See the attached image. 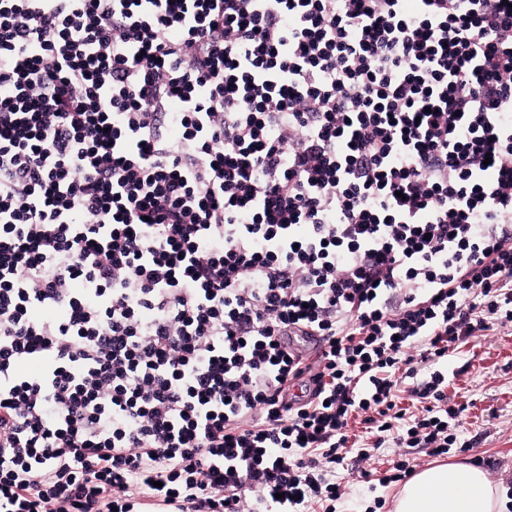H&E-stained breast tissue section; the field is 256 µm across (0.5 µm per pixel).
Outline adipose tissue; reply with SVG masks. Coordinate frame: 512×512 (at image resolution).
<instances>
[{"label": "adipose tissue", "instance_id": "adipose-tissue-1", "mask_svg": "<svg viewBox=\"0 0 512 512\" xmlns=\"http://www.w3.org/2000/svg\"><path fill=\"white\" fill-rule=\"evenodd\" d=\"M503 506L484 468L457 462L416 473L399 492L395 512H501Z\"/></svg>", "mask_w": 512, "mask_h": 512}]
</instances>
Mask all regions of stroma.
Here are the masks:
<instances>
[{
	"mask_svg": "<svg viewBox=\"0 0 512 512\" xmlns=\"http://www.w3.org/2000/svg\"><path fill=\"white\" fill-rule=\"evenodd\" d=\"M453 376L448 383V402L463 407L459 444L448 460L479 463L501 492H512V330L498 328L469 338L448 361ZM483 440L475 448L466 440L475 434ZM358 464L348 456L336 470L337 480L349 482V494L336 504V512H394L400 483L369 487L352 482Z\"/></svg>",
	"mask_w": 512,
	"mask_h": 512,
	"instance_id": "35a3bbf8",
	"label": "stroma"
}]
</instances>
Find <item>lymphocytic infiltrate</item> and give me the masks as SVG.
I'll return each mask as SVG.
<instances>
[{"label": "lymphocytic infiltrate", "instance_id": "obj_1", "mask_svg": "<svg viewBox=\"0 0 512 512\" xmlns=\"http://www.w3.org/2000/svg\"><path fill=\"white\" fill-rule=\"evenodd\" d=\"M496 326L504 0H0V512H336Z\"/></svg>", "mask_w": 512, "mask_h": 512}]
</instances>
